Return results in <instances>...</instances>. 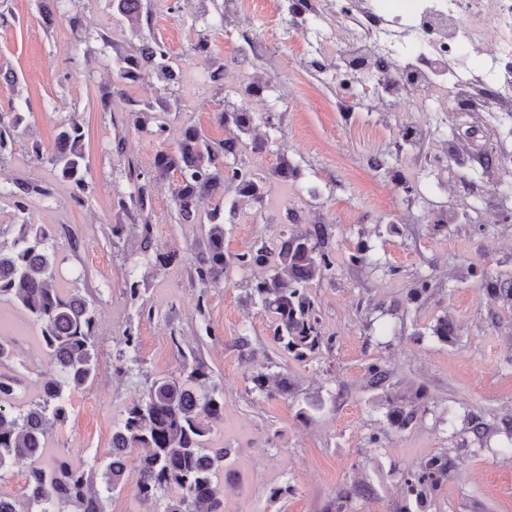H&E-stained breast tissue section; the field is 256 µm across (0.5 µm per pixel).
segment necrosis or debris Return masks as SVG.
<instances>
[{
  "mask_svg": "<svg viewBox=\"0 0 512 512\" xmlns=\"http://www.w3.org/2000/svg\"><path fill=\"white\" fill-rule=\"evenodd\" d=\"M322 32L309 66L360 70L371 99L406 112L454 104L468 112H512V0H297ZM484 54L483 76L462 78L467 48Z\"/></svg>",
  "mask_w": 512,
  "mask_h": 512,
  "instance_id": "4bbe7bcc",
  "label": "necrosis or debris"
}]
</instances>
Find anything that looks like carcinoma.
<instances>
[{
    "instance_id": "1",
    "label": "carcinoma",
    "mask_w": 512,
    "mask_h": 512,
    "mask_svg": "<svg viewBox=\"0 0 512 512\" xmlns=\"http://www.w3.org/2000/svg\"><path fill=\"white\" fill-rule=\"evenodd\" d=\"M64 0H42L46 24L66 20L76 24L78 17L62 11ZM112 9L126 21L132 32L140 35V44L117 57L118 83L136 81L145 69H152L173 81L174 59L164 44L143 32L150 19L148 0H111ZM137 130L154 136L162 146L156 152L153 167L140 171L130 167L134 192L120 208L131 223L143 224L150 234L148 205L153 183L175 178L172 201L182 222L202 223L207 216L208 230L203 247L191 259L198 280L207 287L224 284L229 262L224 257V184L236 186L237 194L254 203L264 197V178L236 162L240 138L218 143L195 126L183 128L181 139L173 147L164 146L166 122L173 112L168 96L136 104ZM24 121L20 112L0 113V157L14 140ZM221 121L243 134L251 131V112H223ZM82 124L71 118L62 124L54 154L45 156L40 145L31 146L29 159L34 164L48 163L61 176L85 192L87 167L82 148ZM33 194L45 195L39 185L14 183L0 187V198L11 201L20 222L9 242H0V301L22 308L39 329V341L48 361L59 368L60 375L45 381L38 399L19 404L18 381L0 373V478L7 471L21 470L26 491L20 498L0 493V506L8 512H107L105 502L132 485L142 512H224V496L216 478L224 472L230 451L211 445L212 424L224 419V391L205 367L184 363L179 375L151 379L140 398L126 407L114 426L110 458L93 457L76 465L65 455H46L47 425L68 417L64 388H79L94 381L98 373L97 321L88 300L77 293L68 294L54 286V236L42 225L26 218L27 200ZM217 206L207 211L212 201ZM176 255L159 253L144 244L138 256L130 258L131 267L151 264L162 267ZM241 267H257L263 275L251 288V301L273 314L269 325L273 342L297 361L319 354L332 338L321 332L319 310L309 292V285L322 280L332 270L334 260L328 249V232L315 224L303 233H282L276 248L258 240L248 251L238 255ZM512 277L498 275L485 279L487 297L512 304ZM117 372L129 377L140 374L136 356L137 337L133 330L123 336ZM367 383L385 393L387 420L397 432L418 421L425 397L405 395L395 389L390 370L379 363L367 367ZM252 391L265 398L295 397L296 388L288 375L259 372L251 377ZM486 448H472L463 439L445 448L419 465L400 471L401 499L393 512H412L417 506L434 501L456 471L462 454L478 455ZM137 453L136 465L127 462ZM104 478V492L94 488L97 474ZM374 495L373 487L357 481L339 488L327 512H353L357 500Z\"/></svg>"
}]
</instances>
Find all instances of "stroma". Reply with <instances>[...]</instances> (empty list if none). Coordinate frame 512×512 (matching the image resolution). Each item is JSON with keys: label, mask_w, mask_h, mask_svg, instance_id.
I'll list each match as a JSON object with an SVG mask.
<instances>
[{"label": "stroma", "mask_w": 512, "mask_h": 512, "mask_svg": "<svg viewBox=\"0 0 512 512\" xmlns=\"http://www.w3.org/2000/svg\"><path fill=\"white\" fill-rule=\"evenodd\" d=\"M153 0L151 33L179 64L174 84L176 116L168 144L185 126L208 138L233 136L234 127L217 116L240 103L239 71L255 67L268 86L253 101L255 121L242 137L239 162L266 180L261 204L238 202L234 190L223 206L233 217L224 223V254L231 265L223 287L201 285L187 258L203 244V227L179 221L171 183L152 188L151 239L127 223L119 207L133 192L129 164L149 170L158 140L138 132L131 108L163 94L165 81L153 71L111 94L119 53L137 44L110 0H70L80 26H45L38 0H0V70L14 73L0 84V112H22L20 134L0 163V183H32L48 195L28 200L31 223L49 228L55 238V285L93 300L100 346L99 373L64 396L69 415L51 423L54 453L108 457L112 431L124 409L137 400L145 380L177 373L181 352L197 358L224 389V420L214 424L216 445L233 449L234 464L219 480L224 512H323L337 489L357 480L375 494L356 501L354 512H390L400 498L401 469L425 461L448 447V418L470 411L494 427L512 423V307L483 294V274L512 273V221L500 222L470 211L465 222L434 226L453 201L482 178L486 146L512 153V115L474 112H373L363 75L337 76L335 69L300 66L299 48L316 50L315 27L287 31L285 0ZM206 39L210 52L192 51ZM223 67L224 81L209 74ZM77 115L83 125L90 188L76 197L73 184L50 164L30 162L32 143L52 153L62 121ZM474 126L489 142L475 141L465 161L426 159L427 147L454 139ZM267 139L266 152L252 149L254 137ZM123 151H116L117 140ZM384 149L382 165L371 163L374 144ZM294 169L275 173L280 159ZM298 224L288 225V214ZM325 225L335 264L327 278L313 282L323 336L332 348L299 362L272 342L270 313L250 299L262 272L235 265V255L257 239L278 240L284 228L305 231ZM161 252H177L180 262L163 268L140 267V294L126 295L125 257L143 242ZM366 248L381 267L352 265L348 256ZM428 282L420 302L410 289ZM206 316H199V308ZM208 318L215 335L200 324ZM452 321L460 334L454 344L428 335L438 318ZM139 336L140 376L115 371L123 334ZM247 336L251 360H244L239 336ZM0 336L12 340L17 356L0 372L17 377L23 401L35 398L41 382L55 371L44 359L37 329L27 313L0 302ZM380 363L401 387L420 386L427 394L416 425L390 428L385 397L367 388L366 368ZM287 374L297 398L268 400L252 394V373ZM322 401L321 409L298 417L303 398ZM382 444L371 451L369 438ZM289 485L288 496L270 500L271 488ZM425 512H512V458L461 456L457 473Z\"/></svg>", "instance_id": "1"}]
</instances>
